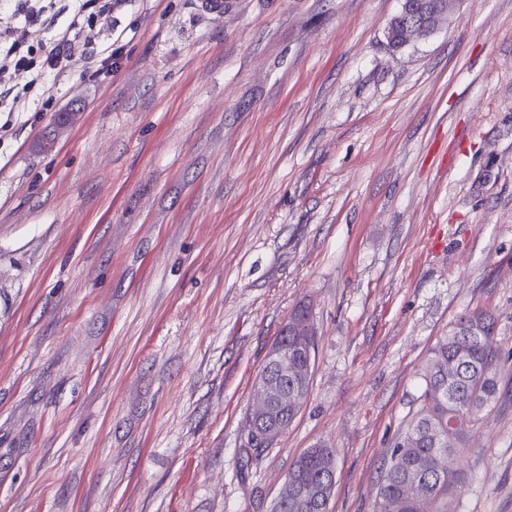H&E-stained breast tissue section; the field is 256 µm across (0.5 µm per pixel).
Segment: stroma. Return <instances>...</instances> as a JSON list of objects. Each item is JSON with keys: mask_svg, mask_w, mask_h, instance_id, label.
<instances>
[{"mask_svg": "<svg viewBox=\"0 0 512 512\" xmlns=\"http://www.w3.org/2000/svg\"><path fill=\"white\" fill-rule=\"evenodd\" d=\"M402 0H122L111 70L0 112V512H271L336 449L373 512L430 349L496 319L458 512H512V0L393 48ZM308 395L242 450L283 323Z\"/></svg>", "mask_w": 512, "mask_h": 512, "instance_id": "35a3bbf8", "label": "stroma"}]
</instances>
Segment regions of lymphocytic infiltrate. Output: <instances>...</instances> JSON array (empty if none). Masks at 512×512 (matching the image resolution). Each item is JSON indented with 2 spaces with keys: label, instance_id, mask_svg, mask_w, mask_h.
Returning a JSON list of instances; mask_svg holds the SVG:
<instances>
[{
  "label": "lymphocytic infiltrate",
  "instance_id": "obj_1",
  "mask_svg": "<svg viewBox=\"0 0 512 512\" xmlns=\"http://www.w3.org/2000/svg\"><path fill=\"white\" fill-rule=\"evenodd\" d=\"M117 0H14L0 17V112H27L33 89L50 93L73 72L112 66L104 48Z\"/></svg>",
  "mask_w": 512,
  "mask_h": 512
}]
</instances>
